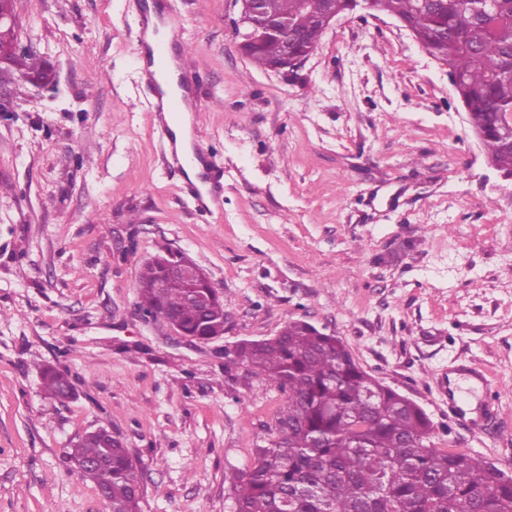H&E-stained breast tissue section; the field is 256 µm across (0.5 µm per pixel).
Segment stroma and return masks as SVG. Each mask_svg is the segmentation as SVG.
<instances>
[{
  "label": "stroma",
  "instance_id": "35a3bbf8",
  "mask_svg": "<svg viewBox=\"0 0 512 512\" xmlns=\"http://www.w3.org/2000/svg\"><path fill=\"white\" fill-rule=\"evenodd\" d=\"M181 21L224 173L204 213L170 168L137 51L147 4ZM51 86L5 68L0 112V512H109L67 459L112 431L142 469L141 512H231L286 395L227 350L302 320L422 407L441 448L512 469V180L488 163L448 77L387 14L326 30L297 73L238 49L232 0H14ZM185 253L224 299V334L173 336L138 307L152 257ZM473 361L500 415L477 420ZM67 374L75 399L43 388ZM456 397L467 417L448 416ZM44 387L47 395L55 400L74 393V386L68 376L55 370L54 368H46L43 372Z\"/></svg>",
  "mask_w": 512,
  "mask_h": 512
}]
</instances>
